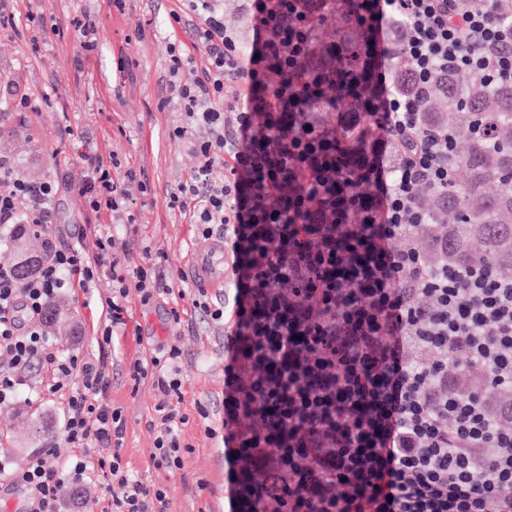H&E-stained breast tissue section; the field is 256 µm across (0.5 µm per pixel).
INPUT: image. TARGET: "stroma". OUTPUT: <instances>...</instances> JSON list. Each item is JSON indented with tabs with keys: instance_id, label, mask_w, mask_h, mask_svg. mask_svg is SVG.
<instances>
[{
	"instance_id": "stroma-1",
	"label": "stroma",
	"mask_w": 512,
	"mask_h": 512,
	"mask_svg": "<svg viewBox=\"0 0 512 512\" xmlns=\"http://www.w3.org/2000/svg\"><path fill=\"white\" fill-rule=\"evenodd\" d=\"M178 7L177 0H124L119 7L113 0H18L15 27L0 31V156L21 165L31 180L58 176L69 183L55 215L63 245L72 243L75 225L86 219L75 192L86 175L82 154L114 159L118 179L130 171L145 173L150 190L135 196L136 223L110 227L112 256L133 271L147 256L165 254L169 290L146 305L129 294L126 324L112 338L108 399L125 420L120 453L139 477L168 485L172 512H224V443L216 433L224 418V331L191 312L198 287L185 272L190 254L209 242L195 237L192 224L166 204L167 189L186 181L196 164L189 143L171 135L184 121L181 109L161 103L169 80L167 20ZM32 14L56 24L57 33L42 32L29 22ZM76 17L96 25L93 51H84L73 33ZM14 91L29 95L32 111L14 110ZM54 305L67 320L66 335L52 338L56 348L64 354L94 352L95 301L66 293ZM174 306L186 310L178 324L167 316ZM164 343L182 350L179 409L189 421L181 439L192 447L183 472L175 475L150 465L153 381L136 385L128 377L133 361L149 359ZM202 406L208 417H200ZM61 441L58 397L0 406V455L15 465L51 443L68 456Z\"/></svg>"
}]
</instances>
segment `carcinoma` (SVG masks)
Masks as SVG:
<instances>
[{"mask_svg": "<svg viewBox=\"0 0 512 512\" xmlns=\"http://www.w3.org/2000/svg\"><path fill=\"white\" fill-rule=\"evenodd\" d=\"M349 5H336L324 25L336 24V35L354 47L357 29L348 23ZM425 123L443 129L445 113L453 114L448 127V160L464 178L446 193H433L423 206L433 224L448 225V243L437 251L439 264L492 261L512 267V84H488L471 75L450 71L423 96ZM490 183L498 185L487 194Z\"/></svg>", "mask_w": 512, "mask_h": 512, "instance_id": "carcinoma-1", "label": "carcinoma"}]
</instances>
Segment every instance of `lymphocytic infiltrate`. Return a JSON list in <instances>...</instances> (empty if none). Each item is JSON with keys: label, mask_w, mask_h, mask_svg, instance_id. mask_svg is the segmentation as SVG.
Instances as JSON below:
<instances>
[{"label": "lymphocytic infiltrate", "mask_w": 512, "mask_h": 512, "mask_svg": "<svg viewBox=\"0 0 512 512\" xmlns=\"http://www.w3.org/2000/svg\"><path fill=\"white\" fill-rule=\"evenodd\" d=\"M171 12L191 52L169 43L168 100L184 112L172 134L196 165L167 191L170 210L201 238L220 236L234 259L231 303L192 300L233 335L224 354V474L230 512H512V279L493 263L435 265L416 246L428 217L417 190L454 182L448 142L423 122L422 91L448 71L512 82V27L493 0H356L360 69L341 46L316 51L336 0H247L255 20L243 50L220 0H184ZM409 62L415 93L395 84L394 58ZM200 68L189 83L186 68ZM277 75L269 83V75ZM354 101L337 109L339 97ZM404 142L397 157L388 139ZM78 195L88 224L60 246L51 227L63 183L32 181L0 157V242L41 237L44 257L19 276L0 259V405L15 401L36 365L43 391L64 404L63 437L0 481L19 489L22 512H76L69 493L118 486L105 512H171L167 486L146 482L119 449L125 421L108 403L115 327L129 289L142 303L161 291L157 264L126 273L109 231L91 221H136L126 183L86 157ZM96 354H61L47 332L51 303L94 288ZM425 354L409 358V348ZM179 346L135 361L132 381L154 382L158 430L153 469L174 475L191 448L180 431Z\"/></svg>", "instance_id": "obj_1"}]
</instances>
